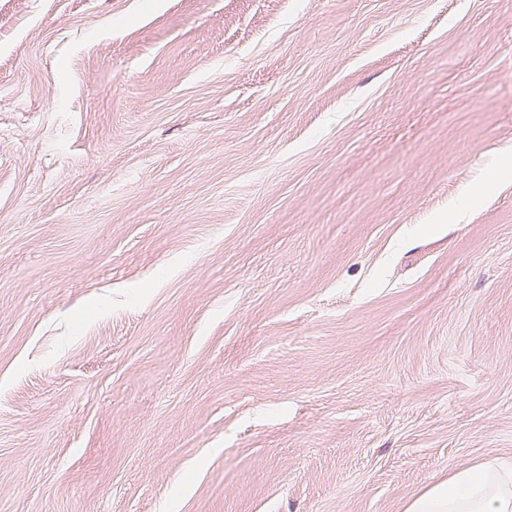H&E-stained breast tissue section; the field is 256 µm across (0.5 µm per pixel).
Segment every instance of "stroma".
I'll return each instance as SVG.
<instances>
[{"instance_id":"35a3bbf8","label":"stroma","mask_w":512,"mask_h":512,"mask_svg":"<svg viewBox=\"0 0 512 512\" xmlns=\"http://www.w3.org/2000/svg\"><path fill=\"white\" fill-rule=\"evenodd\" d=\"M512 464V8L0 0V512H406Z\"/></svg>"}]
</instances>
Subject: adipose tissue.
Wrapping results in <instances>:
<instances>
[{
  "mask_svg": "<svg viewBox=\"0 0 512 512\" xmlns=\"http://www.w3.org/2000/svg\"><path fill=\"white\" fill-rule=\"evenodd\" d=\"M407 512H512V468L488 458L455 471L414 498Z\"/></svg>",
  "mask_w": 512,
  "mask_h": 512,
  "instance_id": "ef3b65f1",
  "label": "adipose tissue"
}]
</instances>
